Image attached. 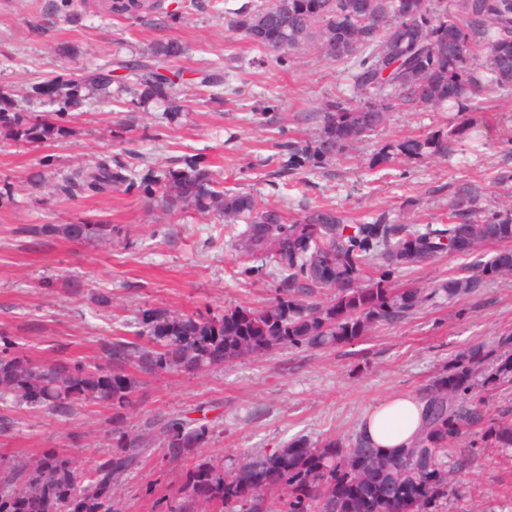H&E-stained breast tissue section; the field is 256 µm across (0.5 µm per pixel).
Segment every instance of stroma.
Instances as JSON below:
<instances>
[{
    "instance_id": "1",
    "label": "stroma",
    "mask_w": 512,
    "mask_h": 512,
    "mask_svg": "<svg viewBox=\"0 0 512 512\" xmlns=\"http://www.w3.org/2000/svg\"><path fill=\"white\" fill-rule=\"evenodd\" d=\"M246 0H165L175 18L103 12L94 0H0V93L23 119L47 116L28 100L43 74L77 76L96 66L146 52L158 40L186 48L170 64L186 101L169 113L162 102L140 109L129 95L90 99L67 119L65 137L21 146L0 132V334L16 353L45 363H104L113 336L135 338L145 313L215 316L268 304L282 285L273 267L237 261L236 234L216 212L163 210L138 189L70 194L76 168L108 158L136 176L201 158L225 188L261 197L286 219L303 209L332 207L359 222L387 215L395 224H444L454 191L469 186L479 209L501 210L512 200V87L471 98L467 113L396 105L385 128L361 142L352 158L321 168L293 169L288 144L314 140L317 112L331 98H352L345 64L305 52L283 64L235 30ZM222 67V87L199 84L202 71ZM480 118L481 138L456 144L443 158L370 160L381 145L426 137ZM42 185H33L32 175ZM111 225L101 245L72 242L56 228L78 221ZM463 258L442 255L393 270L396 286L447 280ZM110 295L99 304V295ZM512 337V276L477 293L432 301L363 339L327 348H283L247 355L194 373L141 375V404L126 420L180 412L207 416L214 433L206 455L225 460L241 452L279 448L305 438L336 439L352 447L366 408L396 393H424L454 356L507 352ZM0 423V477L13 463L52 448L87 471L111 450L112 411L90 402L67 417L20 406ZM179 470L160 448L123 477L121 512H170ZM438 512H512V449L480 448L465 463Z\"/></svg>"
}]
</instances>
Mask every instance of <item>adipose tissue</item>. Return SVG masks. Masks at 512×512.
I'll return each mask as SVG.
<instances>
[{
  "instance_id": "adipose-tissue-1",
  "label": "adipose tissue",
  "mask_w": 512,
  "mask_h": 512,
  "mask_svg": "<svg viewBox=\"0 0 512 512\" xmlns=\"http://www.w3.org/2000/svg\"><path fill=\"white\" fill-rule=\"evenodd\" d=\"M425 399L409 393L388 396L367 408L359 433L383 453L410 447L426 424Z\"/></svg>"
}]
</instances>
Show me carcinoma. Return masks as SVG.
<instances>
[{
	"label": "carcinoma",
	"instance_id": "1",
	"mask_svg": "<svg viewBox=\"0 0 512 512\" xmlns=\"http://www.w3.org/2000/svg\"><path fill=\"white\" fill-rule=\"evenodd\" d=\"M155 13L159 23L168 15L157 0L144 3L113 0L112 13L139 17ZM234 27L265 49L277 62L314 48L332 60L349 63L357 99L328 100L319 117L317 139L293 147L296 169L346 157L357 144L385 127L392 101L417 108L446 106L467 110V101L492 85L512 84V0H258L239 13ZM421 41L389 74L388 47L399 39ZM489 50L488 66L476 63L479 43ZM182 45L155 43L143 56L120 62L132 80L137 107L160 100L181 109V84L158 79L162 64L180 57ZM102 79L88 74H60L31 86L30 98L55 107L54 122H22L14 103L0 98V126L21 143L53 140L65 133L61 115L82 108L86 96L111 97L112 70ZM389 88L390 98L372 102L373 91ZM478 126L463 125L447 133L404 138L380 148L376 164L399 157H446L464 135ZM73 186L93 194L135 185L170 210L192 204L224 214V223H245L238 234L246 257L273 263L284 288L261 309H238L221 317L184 314L147 315L142 324L150 345L118 337L104 346L106 363L91 366L59 361L43 364L10 351L13 342L0 338V402L40 407L66 417L77 402L96 401L112 408V452L83 473L56 450L14 466L0 490V512H120L118 487L150 448L163 449L179 464L207 444L211 425L180 414L153 416L137 430L121 426L138 403L143 373L195 372L245 355L277 349L327 347L358 340L379 325H389L436 298L453 300L479 291L494 279L512 276V250L483 259L485 247L512 241V204L489 215L472 209L473 196L463 187L454 191L448 223L394 224L384 215L366 224H350L334 208L314 207L286 221L281 211L250 193L220 187L198 158L183 168L135 181L127 169L101 158L75 170ZM76 241L108 243L112 225L81 221L58 228ZM379 252L389 269L375 282L363 279L371 253ZM469 257L466 273L452 275L430 288H396L391 269L421 264L442 253ZM330 288L335 298L322 305L307 303L299 292ZM481 359L462 353L448 362L434 380L427 398L428 420L408 448L384 454L358 440L351 448L335 439L310 443L298 438L282 448L246 452L229 465L203 458L180 472L181 503L170 512H437L448 497L458 469L444 459L465 429L482 426L481 440L492 448H512V422L488 415V404L471 395Z\"/></svg>",
	"mask_w": 512,
	"mask_h": 512
}]
</instances>
